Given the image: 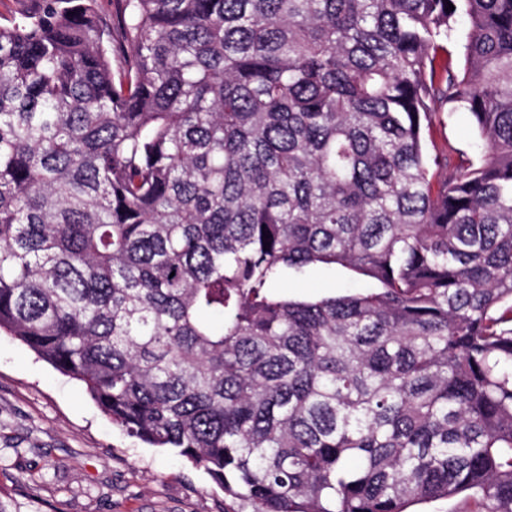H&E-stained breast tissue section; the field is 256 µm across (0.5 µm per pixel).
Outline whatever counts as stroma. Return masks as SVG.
<instances>
[{"instance_id": "obj_1", "label": "stroma", "mask_w": 512, "mask_h": 512, "mask_svg": "<svg viewBox=\"0 0 512 512\" xmlns=\"http://www.w3.org/2000/svg\"><path fill=\"white\" fill-rule=\"evenodd\" d=\"M475 156L466 113L434 134ZM0 505L7 512H234L200 468L113 426L83 384L0 333Z\"/></svg>"}]
</instances>
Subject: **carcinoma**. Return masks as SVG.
<instances>
[{
	"mask_svg": "<svg viewBox=\"0 0 512 512\" xmlns=\"http://www.w3.org/2000/svg\"><path fill=\"white\" fill-rule=\"evenodd\" d=\"M114 2L0 24V331L251 512H512V0ZM438 146L448 141V145L464 156H475L481 149V142L472 129L468 114L456 112L446 126L434 133ZM336 287L338 293L360 291L366 288V283L349 278L343 271L336 269V276H329L322 270L315 271L306 281L294 285L292 288L296 293L315 296L324 293L332 287ZM418 512H476V503L473 499L458 496L453 499H439L416 504L410 508Z\"/></svg>",
	"mask_w": 512,
	"mask_h": 512,
	"instance_id": "carcinoma-1",
	"label": "carcinoma"
}]
</instances>
